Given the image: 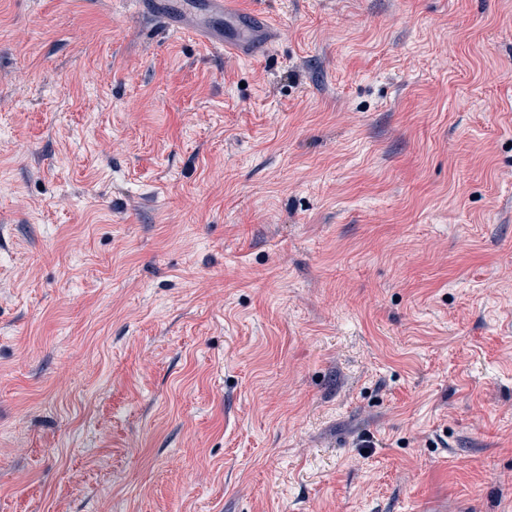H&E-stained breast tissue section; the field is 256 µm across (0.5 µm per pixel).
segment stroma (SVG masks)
Segmentation results:
<instances>
[{"label":"stroma","mask_w":512,"mask_h":512,"mask_svg":"<svg viewBox=\"0 0 512 512\" xmlns=\"http://www.w3.org/2000/svg\"><path fill=\"white\" fill-rule=\"evenodd\" d=\"M262 2L0 0V512H512V0ZM206 5L198 23L195 26V34L215 51H235L240 57L249 58L251 53L246 47L252 44L254 39L253 28L241 22L242 13L231 7L229 3L234 0H203ZM224 19L235 28V33L225 34L224 26L215 29L212 20Z\"/></svg>","instance_id":"35a3bbf8"}]
</instances>
